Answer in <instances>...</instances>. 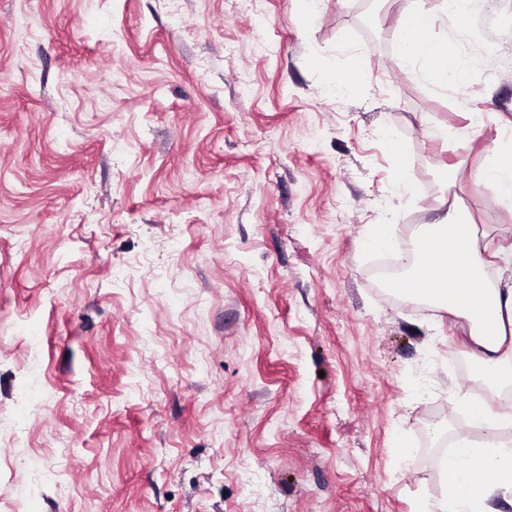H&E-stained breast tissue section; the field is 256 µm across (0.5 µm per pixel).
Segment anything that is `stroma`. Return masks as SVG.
Returning a JSON list of instances; mask_svg holds the SVG:
<instances>
[{
	"instance_id": "stroma-1",
	"label": "stroma",
	"mask_w": 512,
	"mask_h": 512,
	"mask_svg": "<svg viewBox=\"0 0 512 512\" xmlns=\"http://www.w3.org/2000/svg\"><path fill=\"white\" fill-rule=\"evenodd\" d=\"M423 7L463 83L397 63L402 0H0V512L441 497L467 327L365 242L443 201L512 244V0ZM476 187L492 191L503 199L512 198V153L487 160L473 175Z\"/></svg>"
}]
</instances>
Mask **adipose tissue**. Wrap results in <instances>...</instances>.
<instances>
[{"instance_id": "1", "label": "adipose tissue", "mask_w": 512, "mask_h": 512, "mask_svg": "<svg viewBox=\"0 0 512 512\" xmlns=\"http://www.w3.org/2000/svg\"><path fill=\"white\" fill-rule=\"evenodd\" d=\"M429 24L420 0H404L397 20L398 57L413 68L427 64V77L443 85L461 71L440 44L418 37V30ZM473 183L511 199L512 153L487 160L474 173ZM414 242L418 262L448 268L451 276L439 285L415 274L399 282V292L466 321L469 357L489 388L487 396L470 404V413L490 432L511 430L512 286L489 283L486 269L498 261L512 264V251L479 245L469 213L455 206L441 223L421 225ZM443 469L445 492L427 512H491L490 500L512 498V448L496 441L478 447L459 441ZM487 473L494 475L493 483L483 482Z\"/></svg>"}]
</instances>
